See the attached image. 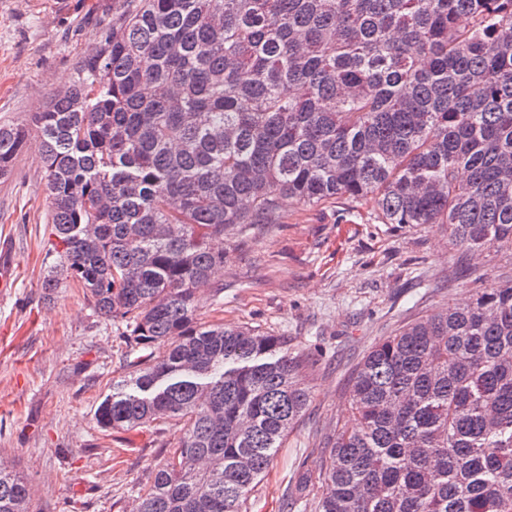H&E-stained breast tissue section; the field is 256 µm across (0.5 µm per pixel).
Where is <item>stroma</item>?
<instances>
[{
	"label": "stroma",
	"mask_w": 512,
	"mask_h": 512,
	"mask_svg": "<svg viewBox=\"0 0 512 512\" xmlns=\"http://www.w3.org/2000/svg\"><path fill=\"white\" fill-rule=\"evenodd\" d=\"M125 0H0V123L38 111L69 86ZM41 143L30 137L0 179V259L15 286L0 293V458L31 484V512H133L182 421L102 432L94 412L127 376L136 351L121 323L82 290L42 286L50 246ZM281 223L224 239V266L197 318L285 337L308 357L312 398L248 497L247 512H284L300 477L317 483L320 440L349 420L354 370L371 346L407 323L471 299L512 276V251L473 260L431 224H384L374 197L318 206L282 202Z\"/></svg>",
	"instance_id": "stroma-1"
}]
</instances>
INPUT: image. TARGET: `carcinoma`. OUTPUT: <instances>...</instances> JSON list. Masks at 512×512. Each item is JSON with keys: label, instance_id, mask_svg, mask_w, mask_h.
<instances>
[{"label": "carcinoma", "instance_id": "obj_1", "mask_svg": "<svg viewBox=\"0 0 512 512\" xmlns=\"http://www.w3.org/2000/svg\"><path fill=\"white\" fill-rule=\"evenodd\" d=\"M74 83L0 125V178L43 140L51 252L147 355L105 431L185 422L135 512H247L305 412L303 353L202 324V288L280 201L377 198L466 253L512 249V0H127ZM301 512H512V278L375 343ZM30 487L0 463V512Z\"/></svg>", "mask_w": 512, "mask_h": 512}]
</instances>
